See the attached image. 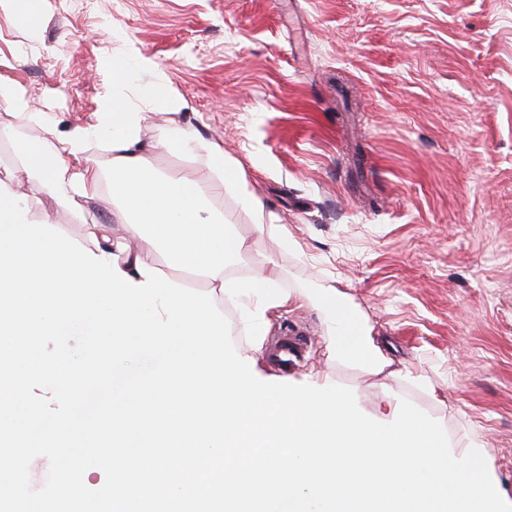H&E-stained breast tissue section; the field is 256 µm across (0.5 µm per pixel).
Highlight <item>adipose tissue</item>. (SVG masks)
<instances>
[{"label":"adipose tissue","mask_w":512,"mask_h":512,"mask_svg":"<svg viewBox=\"0 0 512 512\" xmlns=\"http://www.w3.org/2000/svg\"><path fill=\"white\" fill-rule=\"evenodd\" d=\"M164 81L152 82L140 90L139 101H132L123 85L113 86L103 100V124L111 129L107 141L108 161L83 156L85 134L51 136L44 142L20 145L22 160L35 175L36 189L56 200L68 203L74 197L96 195L102 180H110L123 204L115 217L125 222L129 238H147L180 267L205 278L222 298L242 309V326L250 335H260L269 309L297 301H310L330 314L328 334L336 359L369 367L376 373L388 368V361L374 345L366 325L335 291L325 289L305 294L277 287L275 274L240 276L233 273L231 260L240 254L231 217L215 210L216 195L239 193L242 205L256 216L261 232L287 236L276 214L249 192L243 172L224 165L218 157L182 171L157 173L149 157L161 147L176 144L190 159H195L204 142L189 128L176 136H163L146 144L140 130L149 115L142 106L168 98Z\"/></svg>","instance_id":"1"}]
</instances>
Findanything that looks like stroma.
Masks as SVG:
<instances>
[{"label":"stroma","instance_id":"35a3bbf8","mask_svg":"<svg viewBox=\"0 0 512 512\" xmlns=\"http://www.w3.org/2000/svg\"><path fill=\"white\" fill-rule=\"evenodd\" d=\"M143 57L128 95L160 79L171 98L142 140L195 130L288 228L258 233L212 198L245 240L235 271L334 289L421 382L337 361L306 303L268 314L269 336L307 338L284 369L218 302L238 355L267 382L348 387L371 418L410 400L457 450L478 443L512 500V0H45L36 27L0 8V82L29 103L0 107V176L77 244L125 236L111 185L66 208L32 191L16 144L97 127L115 71Z\"/></svg>","mask_w":512,"mask_h":512}]
</instances>
